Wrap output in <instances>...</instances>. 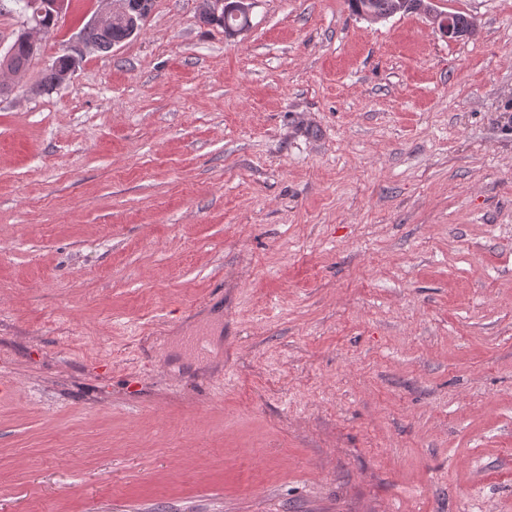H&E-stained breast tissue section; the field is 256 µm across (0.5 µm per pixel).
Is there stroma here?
Listing matches in <instances>:
<instances>
[{
  "mask_svg": "<svg viewBox=\"0 0 512 512\" xmlns=\"http://www.w3.org/2000/svg\"><path fill=\"white\" fill-rule=\"evenodd\" d=\"M198 7L0 96V512H512V0ZM228 2L229 0H206L205 8H203V6L200 5V19H202L204 22L224 27V33H226L227 29L225 21L223 19H216L211 17L207 11H210L214 15H219L218 11L219 9H221V14H223L224 12L227 13L234 4L237 14H249L253 5V1L250 0H237L233 4H227ZM230 23L231 25H234V27H236L237 29L229 30L227 32V35L230 37H234L241 34L244 31L242 29H239V27H244L246 25L249 26L250 19L248 18V16L241 15L237 20L230 18ZM394 13L418 12L427 17L432 28L438 31L442 37L454 41L467 35L474 27L473 20L460 13L441 12L434 8L436 0H398ZM460 26H456L453 21ZM470 21V24H469ZM469 26V27H468ZM467 29H462V28ZM71 59V67H70V61H69V54L63 53L59 56H57L51 65H49L43 74V80L41 83L37 86L38 90H45L46 88H53L61 84L62 75L64 70L68 69L65 72V74L68 76L75 68L76 65V58L75 56L70 54Z\"/></svg>",
  "mask_w": 512,
  "mask_h": 512,
  "instance_id": "1",
  "label": "stroma"
}]
</instances>
